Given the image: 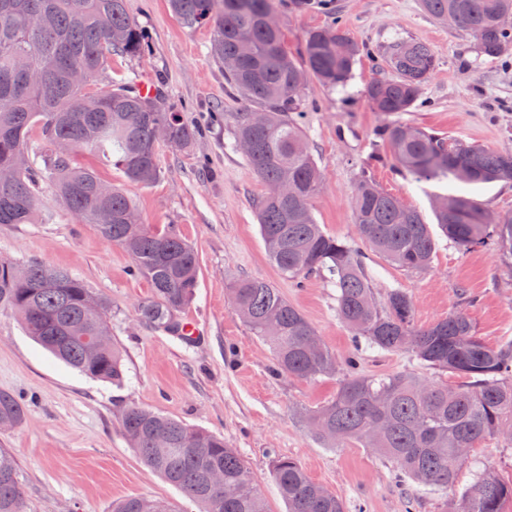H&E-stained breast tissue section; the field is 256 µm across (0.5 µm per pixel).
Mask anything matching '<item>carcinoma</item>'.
I'll use <instances>...</instances> for the list:
<instances>
[{
    "label": "carcinoma",
    "instance_id": "1",
    "mask_svg": "<svg viewBox=\"0 0 512 512\" xmlns=\"http://www.w3.org/2000/svg\"><path fill=\"white\" fill-rule=\"evenodd\" d=\"M424 10L455 28L478 29V52L496 57L512 44V27L499 23L512 13V0H421ZM173 12L190 28L207 25L211 54L224 68L230 88L254 107L233 115L235 148L268 187L256 201L260 233L281 277L301 288L314 274L328 272L336 286V311L353 330V350L336 396L314 411L315 437L331 448L355 442L390 459L399 474L426 487L452 485L466 459L456 448H473L491 435L512 428V343L496 349L484 344L462 310L431 324L414 321L411 297L400 288L374 298L373 282L358 243L387 262L422 272L430 267L438 242L417 210L384 192L361 171L352 206L358 242L342 240L317 224L312 201L323 179L296 112L311 78L322 86L345 85L362 48L340 26L308 34L304 64L289 54L282 29H272L264 14L273 0H170ZM145 38L130 16L128 0H0V224H34L43 186L106 241L123 247L134 272L151 287L140 317L166 333L179 330L177 313L190 305L199 285L200 263L194 248L176 232L153 224L129 230L136 211L127 193L112 186L96 192L101 181L91 168L75 164L85 153L121 170L134 185L150 186L161 175L153 135L169 128L170 142L188 147L196 132L168 105L164 92L141 95L133 81L97 82L112 69V58L143 54ZM26 57L41 78L30 81L17 67ZM385 64L390 75L370 82L366 96L388 118L382 128L396 166L417 183L452 180L462 187L512 183V148L485 147L404 124L396 117L417 103L436 67L433 49L422 42L396 39ZM74 68L92 74L89 84L68 79ZM34 137L45 144L30 158ZM292 182L298 194L275 196ZM436 224L459 249L492 245L503 265L512 268V214L488 224V208L464 192L437 195ZM94 296L78 277L39 263L23 267L0 259V310L14 313L37 343L84 375L115 385L123 382L120 351L112 343L88 354V338L112 331L108 302ZM235 308L250 314L248 326L266 341L274 356L271 372L298 380L336 372V358L315 328L281 293L262 279H242L232 288ZM369 349L410 353L424 365L462 378L450 389L407 374H366L362 356ZM19 401L0 392V428L20 424ZM121 431L153 471L201 506V512H268L246 461L224 436L189 426L160 412L130 407ZM214 470L224 484L214 485ZM271 475L288 512H346L341 497L313 482L295 459L276 454ZM512 503V482L479 472L459 500L456 512H505ZM0 512H26L12 450L0 448ZM112 512H176L163 498L134 496L112 504Z\"/></svg>",
    "mask_w": 512,
    "mask_h": 512
}]
</instances>
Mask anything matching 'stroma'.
Masks as SVG:
<instances>
[{"mask_svg":"<svg viewBox=\"0 0 512 512\" xmlns=\"http://www.w3.org/2000/svg\"><path fill=\"white\" fill-rule=\"evenodd\" d=\"M274 5L293 56L301 55L311 31L336 23L366 51L345 86L329 89L312 80L300 97L311 151L325 173L312 202L324 231L356 239L351 195L364 170L385 192L426 215L433 194L447 191L446 184H419L397 169L379 136L385 119L365 90L382 73L394 39L425 42L437 60L404 123L512 148V46L497 58L478 55L471 36L434 20L420 0H333L329 10L301 0ZM128 9L146 34L145 52L113 58V80L161 85L196 137L187 148L160 142L161 177L148 187L125 184L118 169L93 156L78 160L124 186L145 223L174 228L194 247L199 286L179 317L195 323L202 338L187 345L144 323L139 307L151 293L147 281L133 272L121 247L103 240L93 225L79 223L52 189L42 197L51 221L0 224V258L65 270L111 303L112 341L125 368L118 386L89 379L27 336L14 315L0 311V391L25 407L20 425L0 430V448L11 449L17 459L27 512H112L113 502L140 495L168 499L177 512H199L130 448L118 416L132 405L223 434L248 462L270 512H287L270 476L275 453L300 462L312 481L342 497L347 512H455L479 470L511 481L512 441L497 435L473 448L454 486L444 490L398 476L394 464L372 449L356 443L328 448L313 436L307 416L335 396L338 377L272 375L269 345L237 315L227 290L241 278L273 282L341 359L352 348V332L336 314V288L325 273L293 287L268 258L254 208L266 186L232 147L230 115L248 104L230 91L214 61L210 30L185 27L168 0H128ZM364 254L378 294L404 289L418 324L463 309L486 345L512 340V270L493 248L465 252L443 239L431 267L417 273L372 249ZM363 369L371 375L411 373L451 387L460 383L452 373L384 351H367Z\"/></svg>","mask_w":512,"mask_h":512,"instance_id":"1","label":"stroma"}]
</instances>
